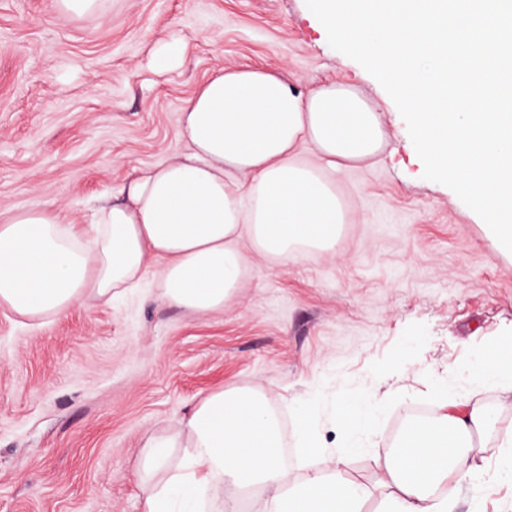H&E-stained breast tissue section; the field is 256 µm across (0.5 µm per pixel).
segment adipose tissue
I'll return each mask as SVG.
<instances>
[{
    "label": "adipose tissue",
    "mask_w": 512,
    "mask_h": 512,
    "mask_svg": "<svg viewBox=\"0 0 512 512\" xmlns=\"http://www.w3.org/2000/svg\"><path fill=\"white\" fill-rule=\"evenodd\" d=\"M184 150L138 169L90 224L30 206L0 223V308L24 320L60 318L85 298L110 300L146 271L158 301L207 313L241 288L250 254L284 261L331 252L347 211L333 173L378 155L383 114L352 87L309 94L260 67L215 68L182 108ZM316 155L306 161L302 148ZM471 371L499 389L461 418L410 426L378 468L382 512H451L444 489L474 483V439L512 409V351L478 352ZM181 456H174V449ZM281 426L265 392L217 388L144 445V512H209L232 482L268 492L263 512H362L367 489L337 466L295 481L281 460Z\"/></svg>",
    "instance_id": "1"
}]
</instances>
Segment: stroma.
Instances as JSON below:
<instances>
[{
  "mask_svg": "<svg viewBox=\"0 0 512 512\" xmlns=\"http://www.w3.org/2000/svg\"><path fill=\"white\" fill-rule=\"evenodd\" d=\"M176 43L179 62L152 64ZM219 65H259L302 92L355 87L385 115L387 145L336 173L346 201L335 254L253 258L243 288L207 314L156 302L145 275L112 302L64 318L23 320L0 308V512H143L136 471L146 439L211 390L267 391L295 480L323 469L365 485L362 512L388 490L377 463L395 424L426 405L465 416L469 366L512 333V257L454 191L427 180L395 103L328 43L305 0H103L76 15L60 0H0V220L58 206L86 222L138 168L181 152L178 116ZM383 409L343 446L349 398ZM315 422L316 447L296 428ZM483 483L451 492L453 512H512V482L482 451Z\"/></svg>",
  "mask_w": 512,
  "mask_h": 512,
  "instance_id": "35a3bbf8",
  "label": "stroma"
}]
</instances>
